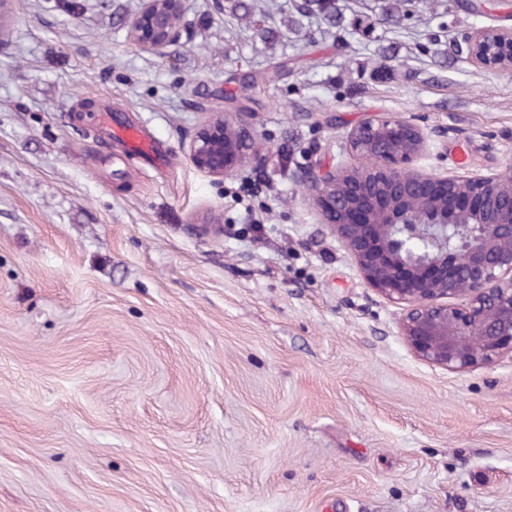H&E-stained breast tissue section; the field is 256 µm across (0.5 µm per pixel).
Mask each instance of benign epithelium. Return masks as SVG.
<instances>
[{"label":"benign epithelium","instance_id":"obj_1","mask_svg":"<svg viewBox=\"0 0 512 512\" xmlns=\"http://www.w3.org/2000/svg\"><path fill=\"white\" fill-rule=\"evenodd\" d=\"M180 11L181 0H142L128 21L131 42L148 52L173 45ZM455 52L468 65L512 71V27L476 28ZM255 133L252 113H219L196 129L187 154L215 180L244 178L259 162ZM445 135L369 112L347 133L349 153L365 163L324 158L293 176L366 286L402 306L398 335L410 353L466 372L512 361V165L445 173L417 166Z\"/></svg>","mask_w":512,"mask_h":512}]
</instances>
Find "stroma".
<instances>
[{
	"label": "stroma",
	"instance_id": "35a3bbf8",
	"mask_svg": "<svg viewBox=\"0 0 512 512\" xmlns=\"http://www.w3.org/2000/svg\"><path fill=\"white\" fill-rule=\"evenodd\" d=\"M183 0L182 37L136 49L142 0H15L0 38V512H512V362L446 372L321 233L290 170L347 156L367 112L446 128L436 172L512 162V72L452 43L512 0ZM272 28L262 42L256 25ZM282 63L275 84L257 76ZM248 89L263 162L200 174L182 149ZM89 124L74 115L86 101ZM141 126L150 167L99 113ZM218 213L220 235L192 230ZM338 0H295L294 9L300 15H320L330 24L336 25L340 8Z\"/></svg>",
	"mask_w": 512,
	"mask_h": 512
}]
</instances>
